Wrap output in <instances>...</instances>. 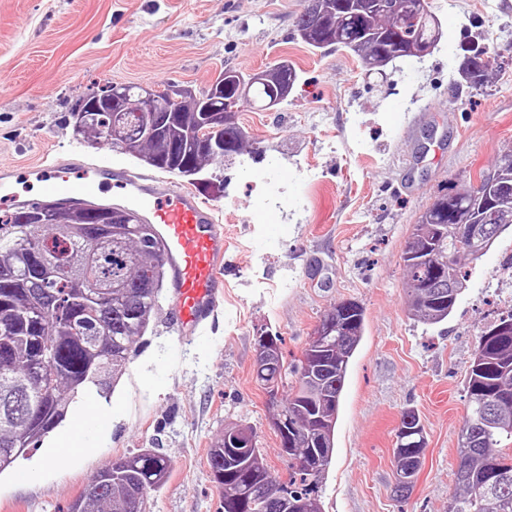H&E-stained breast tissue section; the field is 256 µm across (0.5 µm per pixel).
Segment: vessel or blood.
Masks as SVG:
<instances>
[{
    "instance_id": "vessel-or-blood-1",
    "label": "vessel or blood",
    "mask_w": 512,
    "mask_h": 512,
    "mask_svg": "<svg viewBox=\"0 0 512 512\" xmlns=\"http://www.w3.org/2000/svg\"><path fill=\"white\" fill-rule=\"evenodd\" d=\"M36 178L37 199L21 197L14 185ZM155 225L165 245L173 326L179 337L204 335L224 298V227L212 206L193 191L164 179H134L122 168L80 167L66 174L54 163L0 171V196L15 208L33 202L96 203L104 196Z\"/></svg>"
}]
</instances>
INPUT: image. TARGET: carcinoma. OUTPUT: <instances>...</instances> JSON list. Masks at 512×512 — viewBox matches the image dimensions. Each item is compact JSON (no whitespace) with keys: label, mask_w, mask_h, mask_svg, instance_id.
<instances>
[{"label":"carcinoma","mask_w":512,"mask_h":512,"mask_svg":"<svg viewBox=\"0 0 512 512\" xmlns=\"http://www.w3.org/2000/svg\"><path fill=\"white\" fill-rule=\"evenodd\" d=\"M412 0H318L314 11L302 10L296 32L309 47L326 51L345 48L371 68L383 66L386 48L399 42L410 50L439 34L430 0H423L427 21L414 22L408 10ZM484 47L469 50L463 74L473 87L487 76ZM288 77L277 87L281 105L297 80L294 66L274 64ZM235 69L219 72L213 83L193 91L172 105L158 94L163 111L173 107L178 122L151 134L142 116L132 112H71L73 132L94 146L109 144L162 172L191 181L206 194L224 192V178L215 171L224 160L248 152L249 140L236 121L247 104L272 109V95L262 83ZM228 85L215 99L214 85ZM250 85L246 97L231 104L239 84ZM141 85L105 83L102 94L137 97ZM224 145V157L200 146V141ZM471 210L473 223L486 224L495 236L497 226L512 227V160L495 173L480 172L477 180L462 182L438 197L419 218L420 233L402 254L412 316L427 325L444 322L458 295L448 293V281L468 273L460 257L470 255L472 243L450 232L435 230L450 224L452 210ZM164 245L154 226L137 214L106 204L84 206L66 224H53L45 204L26 211L0 214V337H16L12 351L0 354V473L62 423L79 390L88 385L103 397L109 380L122 375L133 344L148 331L157 308L166 270L159 268ZM79 282L83 288L77 289ZM330 329L321 338L316 363L304 366L285 361L281 337L275 335L270 356L255 365V381L262 390L280 388L295 377L293 392L271 407L284 420L288 437H279L288 457V480L276 477L264 464L253 428L236 425L252 446L244 451L224 446L219 437L208 463L213 479L224 489V512H283L288 496L306 503V512H322L318 485L331 462L334 425L350 358L365 327L363 307L343 300L332 307ZM469 411L455 472L457 492L448 512H512V336H495L476 356L468 373ZM42 416L33 420L29 408ZM426 448L425 428L413 410L402 413L396 433L394 493L405 497L413 489ZM305 458L312 467H298ZM169 460L150 449L120 459L91 479L70 502L67 512H131L133 503L146 512L147 496L167 478Z\"/></svg>","instance_id":"cac0c4a2"}]
</instances>
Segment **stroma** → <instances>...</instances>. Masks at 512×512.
<instances>
[{
  "label": "stroma",
  "instance_id": "1",
  "mask_svg": "<svg viewBox=\"0 0 512 512\" xmlns=\"http://www.w3.org/2000/svg\"><path fill=\"white\" fill-rule=\"evenodd\" d=\"M432 3L442 28L434 49L372 69L296 35L305 0H0V168L72 158L146 172L73 133L79 98L108 81L199 89L222 69L248 74L281 60L298 73L280 108L240 107L237 122L261 158L225 165L224 193L209 199L227 241L217 327L177 340L161 293L102 402L107 425L90 429L73 456L55 452L72 420L46 434L0 473V512H63L97 471L145 448L170 461L148 512H223L208 456L234 424L252 426L264 463L287 478L252 376L257 331L281 336L286 358H299L344 299L362 305L365 330L319 485L322 512H448L469 366L483 330L512 313V229L466 262L467 286L435 326L409 311L401 255L438 196L512 150V0ZM477 44L491 56L481 88L462 73L465 48ZM408 409L427 445L413 491L400 498L393 448Z\"/></svg>",
  "mask_w": 512,
  "mask_h": 512
}]
</instances>
